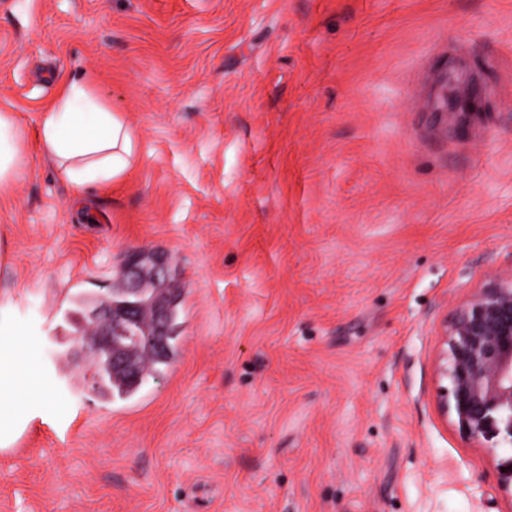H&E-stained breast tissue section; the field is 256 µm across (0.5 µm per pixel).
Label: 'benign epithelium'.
<instances>
[{
  "instance_id": "7a95c632",
  "label": "benign epithelium",
  "mask_w": 512,
  "mask_h": 512,
  "mask_svg": "<svg viewBox=\"0 0 512 512\" xmlns=\"http://www.w3.org/2000/svg\"><path fill=\"white\" fill-rule=\"evenodd\" d=\"M437 109L467 121L477 108L472 98L448 92V79L440 81ZM125 292L139 297L143 291L140 267L131 260L122 270ZM167 304L154 299L129 304L121 311L104 303L92 314L88 334L80 337L90 354L104 350L122 360L135 352L122 339L134 326L159 336L167 330ZM445 349L442 376L450 380L449 393L440 395L442 410H452L461 432L479 443L512 449V268L489 276L452 320L442 325Z\"/></svg>"
}]
</instances>
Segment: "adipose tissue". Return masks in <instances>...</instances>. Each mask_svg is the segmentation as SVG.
Masks as SVG:
<instances>
[{
  "instance_id": "obj_1",
  "label": "adipose tissue",
  "mask_w": 512,
  "mask_h": 512,
  "mask_svg": "<svg viewBox=\"0 0 512 512\" xmlns=\"http://www.w3.org/2000/svg\"><path fill=\"white\" fill-rule=\"evenodd\" d=\"M42 154L52 159L76 195L124 173L134 162L127 124L112 113L80 78L64 80L56 98L44 108L38 129ZM21 128L0 114V189L17 173ZM17 331L0 321V447L24 427L26 402L43 395L45 382L31 367Z\"/></svg>"
}]
</instances>
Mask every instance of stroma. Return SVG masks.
I'll use <instances>...</instances> for the list:
<instances>
[{
    "instance_id": "obj_1",
    "label": "stroma",
    "mask_w": 512,
    "mask_h": 512,
    "mask_svg": "<svg viewBox=\"0 0 512 512\" xmlns=\"http://www.w3.org/2000/svg\"><path fill=\"white\" fill-rule=\"evenodd\" d=\"M480 99L435 112L443 74ZM65 77L132 129L97 223L42 156ZM0 319L46 404L0 512H512L438 406L440 325L512 267V0H0ZM183 290L179 354L90 393L73 294L129 258ZM21 128L7 113L0 114V190L7 187L17 173L18 143Z\"/></svg>"
}]
</instances>
